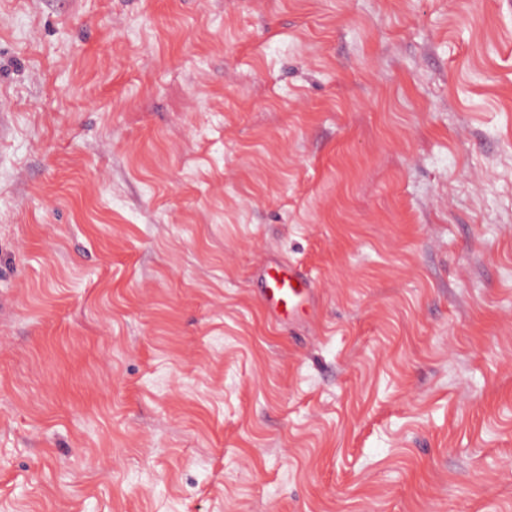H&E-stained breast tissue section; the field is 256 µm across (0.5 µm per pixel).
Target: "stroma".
Wrapping results in <instances>:
<instances>
[{"label":"stroma","instance_id":"obj_1","mask_svg":"<svg viewBox=\"0 0 512 512\" xmlns=\"http://www.w3.org/2000/svg\"><path fill=\"white\" fill-rule=\"evenodd\" d=\"M0 512H512V0H0ZM297 282V285H294ZM277 302L288 310H294L301 298L309 297L314 293V285L307 280L306 275L300 272L296 266L288 276L272 278V285L269 287Z\"/></svg>","mask_w":512,"mask_h":512}]
</instances>
